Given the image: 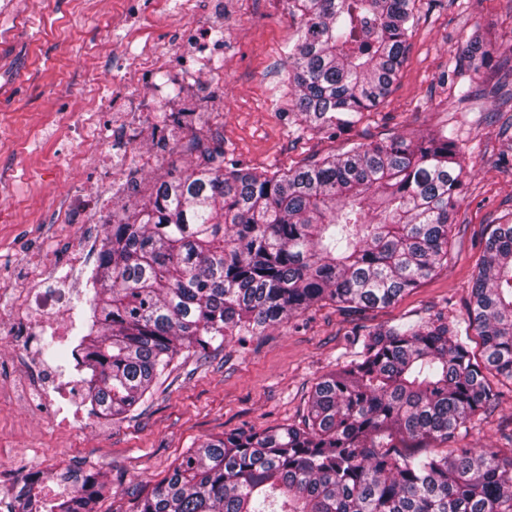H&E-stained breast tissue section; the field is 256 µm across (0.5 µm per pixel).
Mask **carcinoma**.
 I'll use <instances>...</instances> for the list:
<instances>
[{"instance_id":"cac0c4a2","label":"carcinoma","mask_w":512,"mask_h":512,"mask_svg":"<svg viewBox=\"0 0 512 512\" xmlns=\"http://www.w3.org/2000/svg\"><path fill=\"white\" fill-rule=\"evenodd\" d=\"M295 108L341 132L389 94L415 0H291ZM463 59L494 67L479 39ZM197 163L107 225L87 332L62 352L91 371L100 415L130 413L183 352L260 336L312 305L384 308L448 264L465 185L454 132L397 135L282 174L195 142ZM465 328L443 319L367 328L353 362L315 383L303 426L206 440L131 512H512V438L479 452V429L512 383V218L491 225ZM481 339L480 355L468 345ZM48 503L33 472L14 512H97L102 474L66 467Z\"/></svg>"}]
</instances>
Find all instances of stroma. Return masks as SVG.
I'll use <instances>...</instances> for the list:
<instances>
[{
  "label": "stroma",
  "mask_w": 512,
  "mask_h": 512,
  "mask_svg": "<svg viewBox=\"0 0 512 512\" xmlns=\"http://www.w3.org/2000/svg\"><path fill=\"white\" fill-rule=\"evenodd\" d=\"M0 0V311L10 289L22 287L33 259L55 246L62 261L83 227L61 224L57 213L74 188L96 192L95 167L71 168L75 142L66 126L111 95L126 57L149 42L175 67L191 63L179 38L198 25L221 30L224 83L201 73L207 100L195 124L174 130L173 143L153 168L138 173L137 202L161 180L193 165L187 143L200 138L224 148L226 158L260 171L288 170L352 144L394 135L418 138L440 127L454 130L466 152L467 180L449 248L455 259L386 308L350 311L324 302L289 323L239 344L230 339L207 359L183 353L136 412L96 418L89 413L88 371L72 401L40 394L19 407L0 399V496L12 494L28 472L46 473L48 495L59 488L48 475L58 465L102 473L108 491L98 512H128L133 494L151 489L188 448L241 430L261 433L300 421L323 374L350 361L355 330L444 315L467 317L476 262L492 224L512 213V0H415L416 24L403 65L385 100L340 136L316 128L292 105L288 49L302 19L289 0ZM479 37L506 69L485 73L487 91L457 97L466 73L455 63L466 40ZM479 433L457 447L499 445L512 431V384Z\"/></svg>",
  "instance_id": "stroma-1"
}]
</instances>
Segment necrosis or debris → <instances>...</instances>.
<instances>
[{
    "label": "necrosis or debris",
    "mask_w": 512,
    "mask_h": 512,
    "mask_svg": "<svg viewBox=\"0 0 512 512\" xmlns=\"http://www.w3.org/2000/svg\"><path fill=\"white\" fill-rule=\"evenodd\" d=\"M132 79L114 83L115 100L110 110L111 123L100 128L90 117L75 125L72 133L77 141L98 139L102 149L95 159L107 177V188L114 198L130 192L135 171L153 165V154L130 155L126 144L136 138L148 114L165 111L173 91L194 93L199 71L192 67L165 68L151 45H143L131 59ZM111 206L83 191L71 192L67 205L60 212L62 224H108L112 221ZM94 268L85 264L82 247L70 248L64 263L52 264L50 272L31 271L24 287L15 289L12 306L6 319L13 336L15 355L27 365L23 382L26 390L53 388L70 390L71 382L44 357L41 342L44 336L68 342L78 329L79 314L73 302L78 288H91Z\"/></svg>",
    "instance_id": "1"
}]
</instances>
